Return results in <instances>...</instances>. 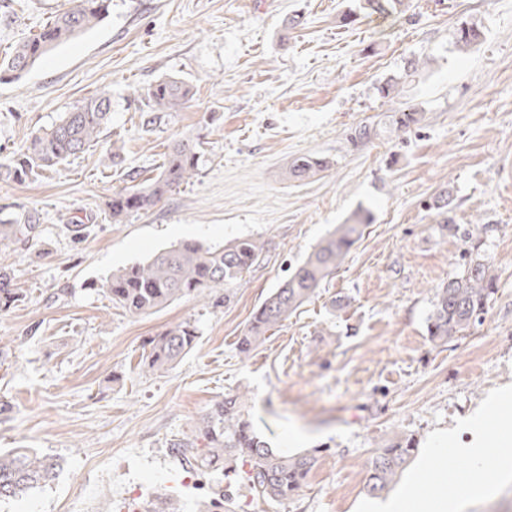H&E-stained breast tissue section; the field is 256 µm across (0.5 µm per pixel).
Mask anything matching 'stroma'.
<instances>
[{
	"instance_id": "obj_1",
	"label": "stroma",
	"mask_w": 512,
	"mask_h": 512,
	"mask_svg": "<svg viewBox=\"0 0 512 512\" xmlns=\"http://www.w3.org/2000/svg\"><path fill=\"white\" fill-rule=\"evenodd\" d=\"M396 20L358 0H112L94 28L58 46L21 80L0 83V159L64 112L112 96L98 145L37 179L0 181V210L39 218L43 256L0 245L25 298L0 314V451L58 456L57 479L0 512H150L171 498L199 512L222 485L168 451L225 393L246 392L272 450L289 430L315 450L299 496L279 504L240 492L222 512H354L377 448L453 428L493 388L512 384V0H407ZM74 0H0V58ZM476 25L460 52L454 32ZM419 67L405 74L408 59ZM176 77L185 108L141 125L144 93ZM394 77L390 96L380 88ZM413 108L407 129L394 112ZM379 134L355 145L356 126ZM198 140L197 174L151 211L113 222L106 205L156 176L168 148ZM117 160H109V146ZM330 167L296 181L298 156ZM452 188L441 230L433 198ZM374 222L317 296L237 350L254 310L312 247L359 207ZM91 218L84 240L67 229ZM266 243L232 300L223 290L132 316L97 284L180 240ZM484 241L496 292L482 321L448 341L427 319L437 288ZM346 305L332 309L336 295ZM190 320L195 349L171 368L142 365L147 340Z\"/></svg>"
}]
</instances>
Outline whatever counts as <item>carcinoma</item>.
<instances>
[{"label": "carcinoma", "mask_w": 512, "mask_h": 512, "mask_svg": "<svg viewBox=\"0 0 512 512\" xmlns=\"http://www.w3.org/2000/svg\"><path fill=\"white\" fill-rule=\"evenodd\" d=\"M369 16L389 18L404 12V0H360ZM108 10L107 0H78L75 7L55 16L42 30L21 41L0 60V81L20 80L48 52L75 36L95 27ZM481 31L467 23L455 34V45L468 51L478 44ZM149 110L143 125L150 127L161 112H177L193 96V88L183 80L162 79L145 93ZM112 113V95L92 97L67 112L58 123L34 136L25 149L0 162V180L24 182L85 152L99 142ZM198 142L186 138L176 142L166 155L158 175L112 195L108 203L112 219L148 212L174 188L192 178L199 162ZM330 161L319 156H302L289 165L288 178L305 180L324 171ZM449 194L443 190L433 204L447 231L450 223ZM38 216L32 213L0 215V243L25 246L38 240ZM373 223L367 208L356 210L338 224L312 251L294 266L261 303L239 341L245 356L259 346L266 334L296 313L317 293L329 276L342 264L350 250ZM480 244L473 245L475 257L464 272L436 290L428 317V334L444 341L462 335L482 319L494 294L488 259L480 255ZM265 243L254 237H239L218 245L181 241L170 244L149 257L113 271L94 287L102 288L112 304L131 316L151 314L186 296L224 288V298L243 280L245 274L262 263ZM24 299L9 269L0 266V312ZM199 339L197 327L182 322L149 341L150 351L142 359L151 372L166 370L190 352ZM171 455L186 470L199 477L224 471V499L234 497V488L245 487L254 500L283 503L302 492L316 463L310 452L293 455L275 453L253 431L245 395L229 392L205 415L195 434L170 440ZM415 452V440L399 437L378 449L369 462L366 491L378 496L387 491L395 477ZM61 463L49 454L31 448H15L0 454V503L18 499L55 480Z\"/></svg>", "instance_id": "obj_1"}]
</instances>
